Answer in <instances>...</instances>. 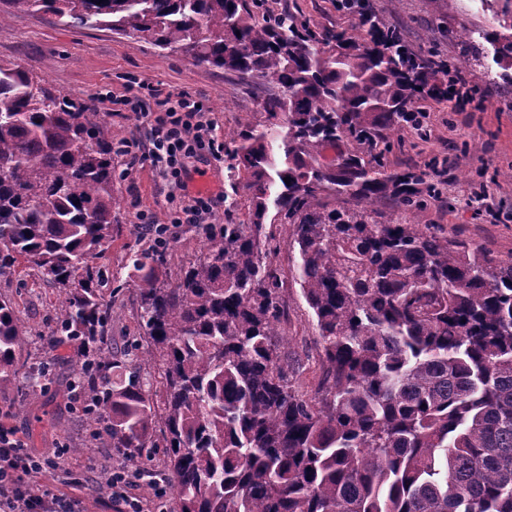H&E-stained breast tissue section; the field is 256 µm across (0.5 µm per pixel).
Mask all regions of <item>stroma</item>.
Returning a JSON list of instances; mask_svg holds the SVG:
<instances>
[{"label":"stroma","mask_w":512,"mask_h":512,"mask_svg":"<svg viewBox=\"0 0 512 512\" xmlns=\"http://www.w3.org/2000/svg\"><path fill=\"white\" fill-rule=\"evenodd\" d=\"M271 10L293 6L302 18L323 28L354 30V16L337 12L334 0H267ZM387 23L399 26L408 45L417 51L436 49L441 59L455 63L459 49L449 31L467 26L481 29L486 17L472 0H369ZM0 59L40 72L69 98L97 97L98 107L112 129L113 143L135 139L147 142V128L131 112L119 111L104 92L122 96L129 77H137L162 91L187 90L213 111L219 140H229L241 123H265L261 107L264 88L243 85L223 70L194 64L182 54L157 48L107 29H73L51 23L46 17L11 13L0 23ZM472 85L485 89L484 98L449 108L447 102L429 100L428 135H393L385 155L388 169L416 168L442 181L444 195L428 200L420 214L425 224H436L449 237L481 245L494 257L512 255V84L490 81L486 66H472L466 75ZM224 165L207 157L189 159L183 172L184 190H177L151 165L129 166L125 156L112 157V193L119 202L115 213L114 241L96 261L104 279L101 292L112 306L108 334L113 351L138 339L137 290L128 278L130 252L149 249L153 238L138 216L151 214L170 224L172 238L161 268L163 279L175 280L192 254L183 240L192 236L188 224L173 223L184 194H209L212 223L224 221ZM0 293L15 302L18 314L33 339L24 356L28 363L47 367L49 379L36 403L22 407L18 394L0 397V425L23 435L37 457L59 455L60 467L37 474L34 484L61 485L63 471H71L73 485L67 494L83 499L87 512H115L98 488L109 470L126 465L114 448L89 447L90 429L82 405L70 387L72 349L46 347L40 335L59 307L61 292L26 269L0 275ZM288 337L299 355L314 354L317 332L311 311L297 284L288 286Z\"/></svg>","instance_id":"35a3bbf8"}]
</instances>
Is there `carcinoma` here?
Segmentation results:
<instances>
[{"label":"carcinoma","instance_id":"cac0c4a2","mask_svg":"<svg viewBox=\"0 0 512 512\" xmlns=\"http://www.w3.org/2000/svg\"><path fill=\"white\" fill-rule=\"evenodd\" d=\"M266 0H0L9 12L102 28L233 73L265 95L263 126L224 150L246 220L200 224L193 258L159 279L165 252H134L146 360L116 373L95 260L112 244V131L34 70L0 61V274L23 265L65 291L47 343L76 349V397L93 439L138 466L165 449L171 512H512V257L498 260L415 220L425 174L389 172L386 132L422 131L420 105L458 93L457 73L407 44L365 0L360 37L321 30ZM478 32L452 33L459 67L512 70V0H480ZM346 145L330 164L328 147ZM382 149H377L378 145ZM290 181H284V178ZM390 200L410 217L386 219ZM280 223L264 224L269 206ZM289 273L316 319L321 379L295 385L286 351ZM29 332L0 295V396L24 378ZM139 363H141L139 365ZM125 364L127 365V373L128 375L130 368H137V370L140 371L141 378L145 384V389L151 388L153 393L155 394L154 399L158 401L160 404V401L162 400V386L160 384V377L158 374V370L155 367L149 366L147 364H144L143 362L139 361H131L130 359H125ZM140 366V369L138 367Z\"/></svg>","mask_w":512,"mask_h":512}]
</instances>
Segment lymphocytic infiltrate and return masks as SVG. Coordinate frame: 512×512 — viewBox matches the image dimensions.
<instances>
[{
    "instance_id": "1",
    "label": "lymphocytic infiltrate",
    "mask_w": 512,
    "mask_h": 512,
    "mask_svg": "<svg viewBox=\"0 0 512 512\" xmlns=\"http://www.w3.org/2000/svg\"><path fill=\"white\" fill-rule=\"evenodd\" d=\"M118 102L144 119L149 129L148 145L136 140L120 144L118 151L128 156L130 164L149 162L175 182L181 175L182 159L206 153L223 162L224 145L215 135L217 123L204 102L190 92L165 94L141 81ZM58 466L55 458L31 457L14 431L0 428V512H85L79 499L61 497L47 487L33 491L30 476Z\"/></svg>"
}]
</instances>
